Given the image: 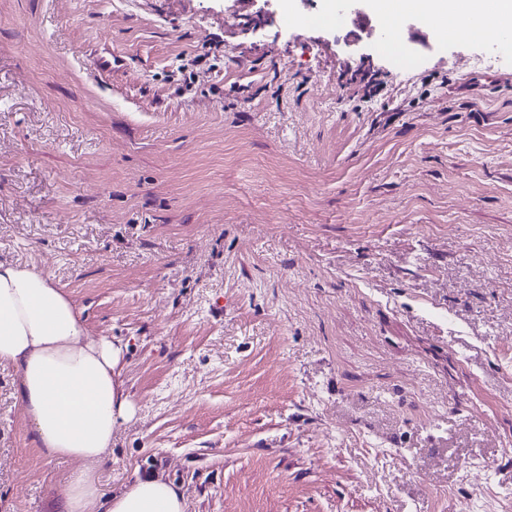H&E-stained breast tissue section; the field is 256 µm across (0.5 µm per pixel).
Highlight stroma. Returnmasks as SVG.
I'll list each match as a JSON object with an SVG mask.
<instances>
[{"label": "stroma", "mask_w": 512, "mask_h": 512, "mask_svg": "<svg viewBox=\"0 0 512 512\" xmlns=\"http://www.w3.org/2000/svg\"><path fill=\"white\" fill-rule=\"evenodd\" d=\"M327 7L0 0V261L128 345L105 493L512 512V61L425 30L403 64L372 14L358 51ZM17 384L0 512H63Z\"/></svg>", "instance_id": "35a3bbf8"}]
</instances>
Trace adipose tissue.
<instances>
[{
	"mask_svg": "<svg viewBox=\"0 0 512 512\" xmlns=\"http://www.w3.org/2000/svg\"><path fill=\"white\" fill-rule=\"evenodd\" d=\"M464 0H376L383 26L411 13L438 18L440 37L464 28ZM126 352L118 339H92L72 300L46 273L0 262V366L14 369L17 399L32 437L50 459L78 462L64 491L65 512H186L181 487L159 474L135 477L103 496L99 469L112 434L134 416L120 378Z\"/></svg>",
	"mask_w": 512,
	"mask_h": 512,
	"instance_id": "1",
	"label": "adipose tissue"
}]
</instances>
